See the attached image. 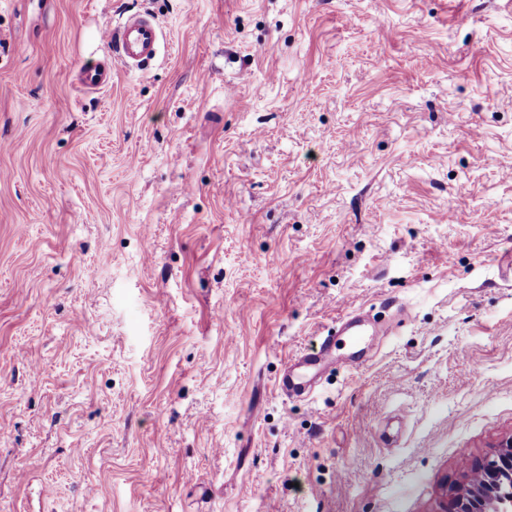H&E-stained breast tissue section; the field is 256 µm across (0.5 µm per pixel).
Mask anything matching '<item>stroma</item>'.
<instances>
[{
	"label": "stroma",
	"instance_id": "35a3bbf8",
	"mask_svg": "<svg viewBox=\"0 0 512 512\" xmlns=\"http://www.w3.org/2000/svg\"><path fill=\"white\" fill-rule=\"evenodd\" d=\"M511 261L512 0H0V512H440L512 435ZM113 57L124 68L148 67L159 54L163 42L157 23L146 16L128 15L119 25L106 33ZM112 84V55L107 61L97 62L94 65L80 70L78 80L79 88L90 90H102ZM350 315L339 322L341 327L336 330V333L326 336L321 344L320 353L335 349L336 341L350 348L360 346L364 342V336H366L364 329L360 325H355L353 329L352 322L349 320ZM318 360L319 357L309 356L291 359L289 364L287 363L283 374L276 381V388L280 394L289 397L300 393L306 376L296 370L301 367L315 366Z\"/></svg>",
	"mask_w": 512,
	"mask_h": 512
}]
</instances>
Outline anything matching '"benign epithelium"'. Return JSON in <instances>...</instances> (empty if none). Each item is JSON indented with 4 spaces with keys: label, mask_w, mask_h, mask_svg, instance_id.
<instances>
[{
    "label": "benign epithelium",
    "mask_w": 512,
    "mask_h": 512,
    "mask_svg": "<svg viewBox=\"0 0 512 512\" xmlns=\"http://www.w3.org/2000/svg\"><path fill=\"white\" fill-rule=\"evenodd\" d=\"M482 480L486 488L483 496L463 492L452 497L442 512H512V496L495 500L503 474L512 476V437L501 441L496 457L487 461L482 468Z\"/></svg>",
    "instance_id": "1"
}]
</instances>
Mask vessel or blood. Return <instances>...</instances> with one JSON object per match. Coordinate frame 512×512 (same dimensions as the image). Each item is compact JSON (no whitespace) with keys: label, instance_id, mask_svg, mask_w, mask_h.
I'll list each match as a JSON object with an SVG mask.
<instances>
[{"label":"vessel or blood","instance_id":"obj_1","mask_svg":"<svg viewBox=\"0 0 512 512\" xmlns=\"http://www.w3.org/2000/svg\"><path fill=\"white\" fill-rule=\"evenodd\" d=\"M106 40L111 45L113 58L81 69L78 85L83 90H102L110 86L113 63L140 70L148 67L159 54L163 35L152 18L131 14L107 32ZM364 336V329L353 326L350 320L345 319L336 333L323 340L321 348L327 351L339 343L354 348L363 343ZM316 363V358L309 356L291 359L276 381V388L280 394L289 397L300 393L304 382L302 368Z\"/></svg>","mask_w":512,"mask_h":512}]
</instances>
